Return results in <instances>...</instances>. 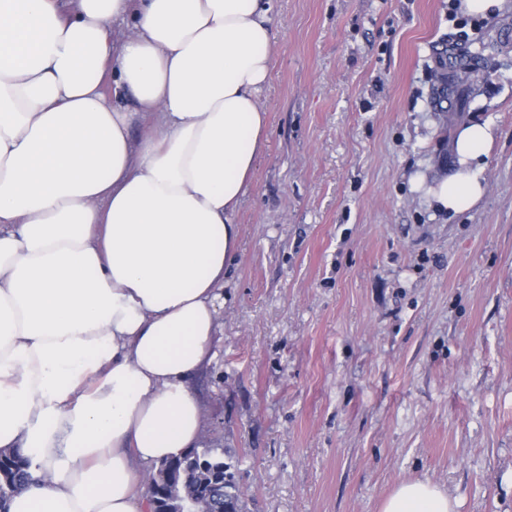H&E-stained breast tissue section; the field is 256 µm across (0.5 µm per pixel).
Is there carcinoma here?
Listing matches in <instances>:
<instances>
[{"label":"carcinoma","mask_w":512,"mask_h":512,"mask_svg":"<svg viewBox=\"0 0 512 512\" xmlns=\"http://www.w3.org/2000/svg\"><path fill=\"white\" fill-rule=\"evenodd\" d=\"M472 72L471 59L461 58L441 74L443 90L462 105L468 100L467 79ZM31 467V458L20 451L0 449V512H8L10 499L30 480ZM146 494L150 512H176L190 494L201 500L211 496V512H221L226 502L234 512L246 509L237 469L224 461V452L209 446L189 449L167 475L152 473Z\"/></svg>","instance_id":"1"}]
</instances>
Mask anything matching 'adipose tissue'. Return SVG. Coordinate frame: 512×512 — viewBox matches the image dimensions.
Instances as JSON below:
<instances>
[{"label":"adipose tissue","mask_w":512,"mask_h":512,"mask_svg":"<svg viewBox=\"0 0 512 512\" xmlns=\"http://www.w3.org/2000/svg\"><path fill=\"white\" fill-rule=\"evenodd\" d=\"M273 55L265 0H0V448L37 465L9 512H149L142 469L198 442ZM493 140L459 130L431 208L481 202ZM380 512L454 504L404 481Z\"/></svg>","instance_id":"1"}]
</instances>
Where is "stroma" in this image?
I'll list each match as a JSON object with an SVG mask.
<instances>
[{"label":"stroma","instance_id":"35a3bbf8","mask_svg":"<svg viewBox=\"0 0 512 512\" xmlns=\"http://www.w3.org/2000/svg\"><path fill=\"white\" fill-rule=\"evenodd\" d=\"M269 138L233 217L201 440L247 512H379L428 480L512 512V0H271ZM479 52L469 102L439 62ZM493 124L486 193L424 202L458 129Z\"/></svg>","mask_w":512,"mask_h":512}]
</instances>
